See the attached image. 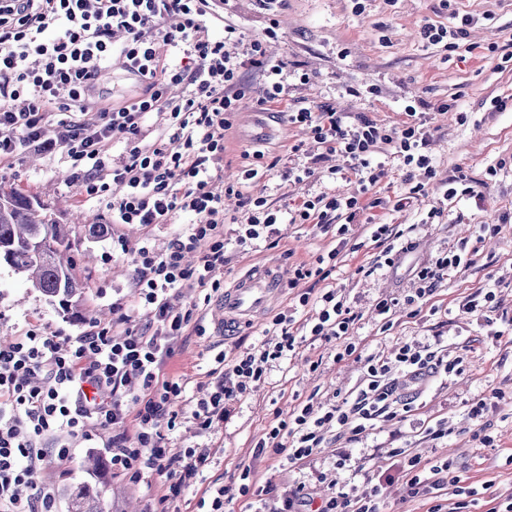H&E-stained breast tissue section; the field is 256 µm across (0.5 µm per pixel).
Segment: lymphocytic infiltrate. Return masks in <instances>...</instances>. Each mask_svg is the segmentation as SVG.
<instances>
[{"label":"lymphocytic infiltrate","instance_id":"obj_1","mask_svg":"<svg viewBox=\"0 0 512 512\" xmlns=\"http://www.w3.org/2000/svg\"><path fill=\"white\" fill-rule=\"evenodd\" d=\"M119 31L125 34L120 42L114 39ZM209 31L208 0H0V166L28 152L60 156L86 197L104 204L116 224H168L180 213L194 217L166 252H156L146 238L130 249L143 328L132 326L131 314L119 305L111 326H93L75 337L31 329L0 345V512H56V488L39 475L47 456L61 461L70 455L63 445L45 448L56 430L105 439L113 471L132 482L147 471L165 477L167 501L181 498L208 463L209 449L174 453L168 447L165 432L176 426L175 405L185 386L167 374L166 365L195 317V307L181 301L183 289L221 286L225 196L240 195L239 184L274 173L271 166L251 162L242 165L238 183L220 193L212 187L224 171L230 118L250 93L243 74L254 70L264 78L258 105L277 103L288 93L286 64L268 58L263 39L245 38L231 24L220 39ZM116 56L142 91L131 101L89 110L88 98ZM174 86L181 94H171ZM404 111L407 122L385 130L362 116L347 121L326 105L290 109L289 123L310 128L326 153L342 158V166L329 168V177L354 174L360 192L305 197L283 211L268 208L263 197L241 195L238 245L273 240L281 224H327L336 213L345 217L339 234L348 233L367 206L381 204L377 198L363 203L361 195L385 176L376 160L383 144L408 167L409 194L426 195L435 174L424 152L427 119L414 106ZM151 116L161 134L149 143L144 128ZM120 139L127 149L114 163L110 152ZM190 255L196 258L191 265ZM315 303L311 336L328 342L346 336L354 317L336 290L320 294ZM293 322L291 314L276 315L261 349L243 353L225 369L214 392L191 413L198 429L224 421L232 402L260 381L265 364L294 351ZM395 369L403 385L391 380ZM457 369V361L417 342L385 358H366L355 396L328 406L304 404L292 420L273 426L257 451L296 465L328 440H355L372 421H406L418 391ZM134 386L140 389L135 397L129 394ZM130 418L141 428L132 446L118 432ZM362 477L370 486L362 497L338 491L319 503L302 486L281 496L270 487L251 491L246 484L240 492L254 494L251 512H382L379 485L370 472ZM405 477L410 495L434 498L430 512H443L442 490L476 494L449 461L427 467L409 459ZM23 487L31 488L30 497L20 498Z\"/></svg>","mask_w":512,"mask_h":512}]
</instances>
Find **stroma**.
Segmentation results:
<instances>
[{"instance_id": "stroma-1", "label": "stroma", "mask_w": 512, "mask_h": 512, "mask_svg": "<svg viewBox=\"0 0 512 512\" xmlns=\"http://www.w3.org/2000/svg\"><path fill=\"white\" fill-rule=\"evenodd\" d=\"M364 11L354 14L352 0H279L264 10L259 0H210L219 22L210 33L220 38L231 23L246 36L264 38L270 57L288 63L289 106L328 105L357 119L365 116L390 128L406 119L407 104L423 102L430 130L425 152L432 159L435 176L426 197L408 203L399 212L368 209L365 221L351 225L347 235L336 227L282 224L274 243L243 249L237 244L239 225L224 227V286L251 263H276L284 273L276 312L294 309L292 332L296 351L267 363L259 384L235 401L224 422L203 431L185 422L169 434L173 451L207 447L212 451L199 481L173 503L174 512H199L204 490L225 488L227 512H249V501L239 487L243 468H250L254 486H273L277 494L305 484L315 499L328 497L337 485L361 494L362 478L338 466L347 454L351 467H364L382 481L381 494L388 512H428L431 502L409 497L402 479L408 458L435 465L453 460L464 471L471 487L492 482L493 492L512 493V0H361ZM472 20L459 48L443 51L422 47L418 29L424 20L444 26L456 17ZM274 37H267V30ZM139 87L113 58L101 77L96 100L121 103L137 96ZM505 106L493 110L492 100ZM224 133V171L215 178V191L236 179L243 152L264 153L266 160L284 166L310 167L314 176L300 184L273 175L257 185L273 209L285 208L304 196L353 193L355 177L336 181L326 176L337 157L317 160L318 148L309 129L290 124L286 114L259 109L255 99L244 101ZM303 144L294 155V144ZM464 176L472 195L444 200L451 176ZM0 189L31 195L59 223L70 225L75 242L74 272L86 285L77 304L79 318L63 313L57 300L31 287L25 276L0 264V339L16 340L32 328L46 333L76 336L90 326L112 323V306L132 304L134 271L131 257L119 243L135 244L151 237L156 252H164L182 225L193 223L178 214L172 223L144 227L113 223L110 212L98 201L81 202V187L73 183L67 163L36 154H23L0 171ZM445 205L442 217L429 211ZM392 225L396 235L380 244L371 237V224ZM104 224L107 234L95 236L88 228ZM336 251L335 268L326 280H294L296 265L315 264L318 256ZM469 252L472 262L442 281L424 300L418 316H410L409 300L420 285L422 268L452 253ZM392 264H384V254ZM342 295L355 316L347 340L354 356L338 358V346L308 335L304 324L316 313L315 305L300 306L302 295L319 296L329 289ZM491 293V308L466 314L462 306L475 293ZM221 294L209 288H187L183 301L193 304L202 333L178 347L168 365L171 376L182 379L184 412L195 409L199 399L214 391L225 363L233 362L264 340L271 319L240 327L230 336L220 334L217 304ZM385 299L396 300L390 322L376 311ZM435 342L449 357H462L460 372L432 378L415 401L406 421L375 422L365 433L338 446L319 449L302 466L286 460L256 456L255 446L279 421L291 419L298 405L307 401L335 403L338 395L354 390L362 377L363 358L388 354L407 342ZM224 362H217V355ZM318 362L310 370V362ZM506 398L484 418L468 419L474 403L491 389ZM452 424L448 437L433 440L426 430L438 421ZM494 443L485 446L483 435ZM53 440L71 450L67 461L46 458L43 477H56L58 512H68V495L80 485L106 488L112 512H144L148 500L163 498L168 488L162 478L144 474L139 483L113 474L111 469L91 472L89 457H106L102 448H91L84 436L55 431Z\"/></svg>"}]
</instances>
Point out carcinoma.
I'll use <instances>...</instances> for the list:
<instances>
[{
    "label": "carcinoma",
    "instance_id": "1",
    "mask_svg": "<svg viewBox=\"0 0 512 512\" xmlns=\"http://www.w3.org/2000/svg\"><path fill=\"white\" fill-rule=\"evenodd\" d=\"M69 226L40 212L38 203L19 193L0 190V263L26 276L31 286L63 309L82 296L83 282L73 273ZM69 512H107L102 491L83 485L70 494Z\"/></svg>",
    "mask_w": 512,
    "mask_h": 512
}]
</instances>
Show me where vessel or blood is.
Segmentation results:
<instances>
[{"instance_id": "obj_1", "label": "vessel or blood", "mask_w": 512, "mask_h": 512, "mask_svg": "<svg viewBox=\"0 0 512 512\" xmlns=\"http://www.w3.org/2000/svg\"><path fill=\"white\" fill-rule=\"evenodd\" d=\"M278 282L277 273L268 267H257L238 277L224 291L220 323L228 325L262 315L277 295Z\"/></svg>"}]
</instances>
